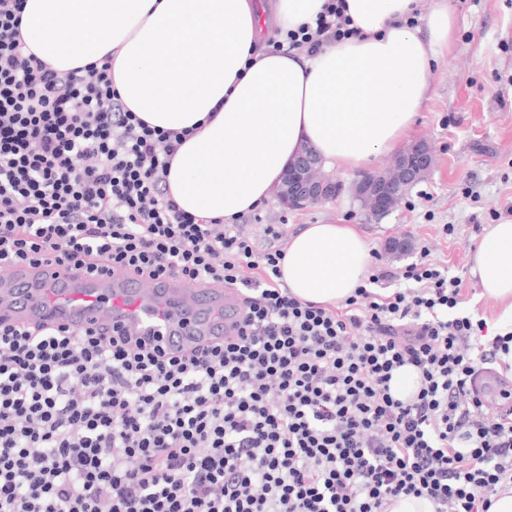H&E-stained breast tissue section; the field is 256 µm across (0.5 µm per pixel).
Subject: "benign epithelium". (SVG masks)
Returning a JSON list of instances; mask_svg holds the SVG:
<instances>
[{"label": "benign epithelium", "mask_w": 512, "mask_h": 512, "mask_svg": "<svg viewBox=\"0 0 512 512\" xmlns=\"http://www.w3.org/2000/svg\"><path fill=\"white\" fill-rule=\"evenodd\" d=\"M435 156L429 143L419 139L410 144L383 171L364 173L353 183L362 208L373 216L390 212L403 196L433 169ZM322 160L309 145L301 146L288 164L274 194L287 209L300 210L332 199L341 183L320 174Z\"/></svg>", "instance_id": "benign-epithelium-1"}]
</instances>
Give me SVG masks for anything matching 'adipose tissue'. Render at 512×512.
Listing matches in <instances>:
<instances>
[{
	"label": "adipose tissue",
	"instance_id": "1",
	"mask_svg": "<svg viewBox=\"0 0 512 512\" xmlns=\"http://www.w3.org/2000/svg\"><path fill=\"white\" fill-rule=\"evenodd\" d=\"M358 33L315 56L270 53L258 0H26L27 51L60 74L112 58L113 86L150 126L190 130L167 187L195 216L259 207L300 145L352 173L396 151L454 48L445 0H345ZM372 263L354 226L311 224L288 242L282 279L299 299L353 295ZM485 295L512 331V217L488 225L470 253Z\"/></svg>",
	"mask_w": 512,
	"mask_h": 512
}]
</instances>
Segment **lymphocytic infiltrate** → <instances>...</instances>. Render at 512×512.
Here are the masks:
<instances>
[{"label": "lymphocytic infiltrate", "instance_id": "1", "mask_svg": "<svg viewBox=\"0 0 512 512\" xmlns=\"http://www.w3.org/2000/svg\"><path fill=\"white\" fill-rule=\"evenodd\" d=\"M23 8L0 0V268L223 284L244 317L178 354L0 322V512H386L402 495L489 512L512 489V404L487 414L471 383L512 332L485 338L459 310L462 278L424 253L376 264L336 305L299 300L283 249L171 198L185 133L126 109L111 58L63 76L25 53ZM354 34L326 0L268 46L311 55ZM405 366L420 385L402 400ZM418 386V373L411 366L400 368L394 375L392 390L400 399L408 398Z\"/></svg>", "mask_w": 512, "mask_h": 512}]
</instances>
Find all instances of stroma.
Returning a JSON list of instances; mask_svg holds the SVG:
<instances>
[{
    "mask_svg": "<svg viewBox=\"0 0 512 512\" xmlns=\"http://www.w3.org/2000/svg\"><path fill=\"white\" fill-rule=\"evenodd\" d=\"M456 20L454 52L441 61L411 138L432 144L436 163L430 177L416 185L382 219L362 213L350 194L302 210L282 209L269 198L240 217L257 251L272 247L263 233L280 227L283 239L308 224L356 225L371 250L395 268L415 262L419 248L463 280L462 308L495 324L500 303L484 295L469 274L468 257L484 228L512 208V0H448ZM454 225L445 234L444 225ZM406 236L413 251L388 254L386 240Z\"/></svg>",
    "mask_w": 512,
    "mask_h": 512,
    "instance_id": "1",
    "label": "stroma"
}]
</instances>
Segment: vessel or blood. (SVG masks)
Returning <instances> with one entry per match:
<instances>
[{"mask_svg": "<svg viewBox=\"0 0 512 512\" xmlns=\"http://www.w3.org/2000/svg\"><path fill=\"white\" fill-rule=\"evenodd\" d=\"M242 313L236 289L179 277L145 280L127 272L89 277L41 264L0 270V318L22 326L104 328L176 351L234 336ZM499 376L479 374L474 388L500 397Z\"/></svg>", "mask_w": 512, "mask_h": 512, "instance_id": "obj_1", "label": "vessel or blood"}]
</instances>
